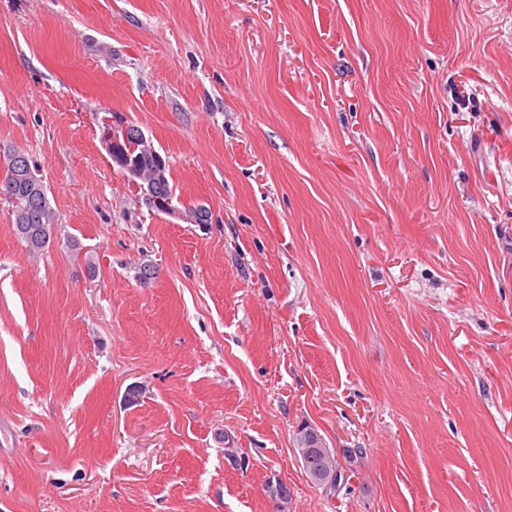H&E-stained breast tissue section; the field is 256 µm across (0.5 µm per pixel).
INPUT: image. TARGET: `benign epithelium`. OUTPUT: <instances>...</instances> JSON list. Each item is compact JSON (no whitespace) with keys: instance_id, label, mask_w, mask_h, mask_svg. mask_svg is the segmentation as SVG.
Instances as JSON below:
<instances>
[{"instance_id":"1","label":"benign epithelium","mask_w":512,"mask_h":512,"mask_svg":"<svg viewBox=\"0 0 512 512\" xmlns=\"http://www.w3.org/2000/svg\"><path fill=\"white\" fill-rule=\"evenodd\" d=\"M129 129H123V136H128ZM139 144V153L132 156L119 147L118 138L112 131V124H107L102 128L101 140L106 151L112 157V161L127 173V176L133 181L140 183L144 189L146 203L161 213L187 220L193 224L199 223L197 212L186 209L181 210L174 204V197L163 199L159 196V188L165 182L167 171V160L156 150L153 142L138 128L132 133Z\"/></svg>"}]
</instances>
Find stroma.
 <instances>
[{
  "label": "stroma",
  "instance_id": "obj_1",
  "mask_svg": "<svg viewBox=\"0 0 512 512\" xmlns=\"http://www.w3.org/2000/svg\"><path fill=\"white\" fill-rule=\"evenodd\" d=\"M15 149L55 233L0 204V512H512V0H0ZM122 132L125 138L130 135L129 126L122 129ZM130 136L135 137L139 144L140 151L136 156L128 154L132 150V154L138 152V149H133L135 141H133L131 137L128 138L127 142L121 140L125 153L120 149L118 138L115 137V132L112 131V123H107V126L103 127L101 131L102 143L108 154L112 157V161L122 168L134 183L139 184L140 187L144 189L146 203L151 208L159 210L160 213L170 217L188 220L189 223L193 224L199 223L197 214L200 213L202 224H208L210 222L208 210L199 212L198 210L193 211L188 208L182 211L174 204L173 196L167 199H163L159 196V188L162 185V194L174 193L173 186L169 179L170 173L169 166L167 169V160L156 150L153 142L148 139L139 128H135L134 133Z\"/></svg>",
  "mask_w": 512,
  "mask_h": 512
}]
</instances>
